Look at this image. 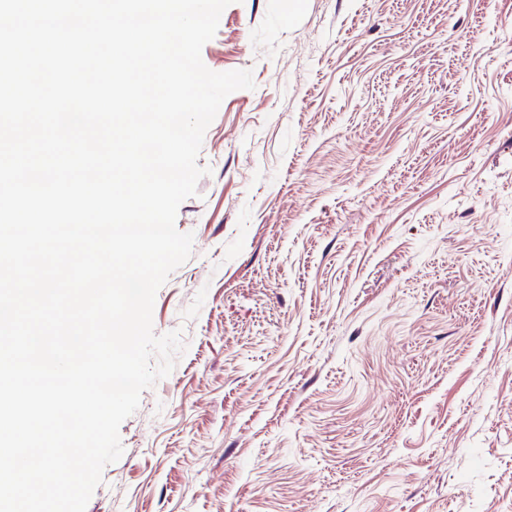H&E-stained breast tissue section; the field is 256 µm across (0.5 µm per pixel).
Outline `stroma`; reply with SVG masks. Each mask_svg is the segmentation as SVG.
Segmentation results:
<instances>
[{"label": "stroma", "instance_id": "obj_1", "mask_svg": "<svg viewBox=\"0 0 512 512\" xmlns=\"http://www.w3.org/2000/svg\"><path fill=\"white\" fill-rule=\"evenodd\" d=\"M251 70L86 512H512V0H233Z\"/></svg>", "mask_w": 512, "mask_h": 512}]
</instances>
